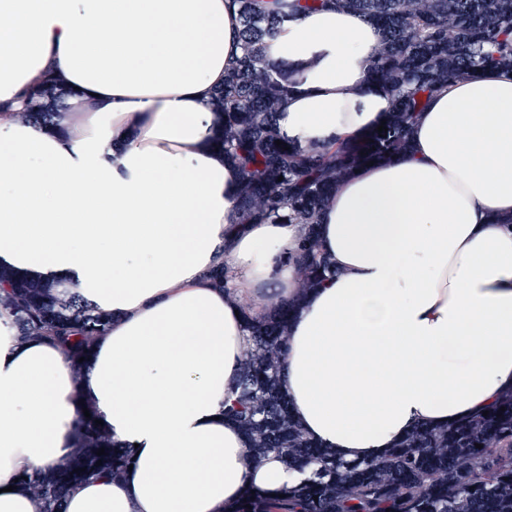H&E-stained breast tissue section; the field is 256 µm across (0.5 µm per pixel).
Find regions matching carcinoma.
Masks as SVG:
<instances>
[{
  "instance_id": "obj_1",
  "label": "carcinoma",
  "mask_w": 512,
  "mask_h": 512,
  "mask_svg": "<svg viewBox=\"0 0 512 512\" xmlns=\"http://www.w3.org/2000/svg\"><path fill=\"white\" fill-rule=\"evenodd\" d=\"M232 2L242 22L241 55L211 97L217 118L211 144L237 169L239 224L286 220L305 225L306 233L294 253L295 296L276 300L260 321L247 318L251 344L238 361L241 390L224 416L244 434L254 460L273 452L289 470L315 467L304 483L284 489L285 497L248 493L232 512H512V392L486 416L447 427L418 426L383 459L350 464L306 436L281 384L291 311L336 275L317 234L325 200L353 170L406 150L417 115L449 83L488 68L512 70V0ZM327 6L353 12L380 31L369 76L392 108L382 133L372 128L337 144L302 148L277 126L292 79L269 60L266 42L288 12ZM70 96L64 76L50 77L28 93L26 111L0 109V120L51 127ZM205 278L226 292L231 288L223 266ZM111 324L112 315L79 294L0 265V330L21 340L57 343L80 369ZM101 448L105 454L99 456ZM130 464V450L119 447L95 418L83 417L69 456L45 471H18L17 486L40 505L39 512H63L65 498L88 477L117 478Z\"/></svg>"
}]
</instances>
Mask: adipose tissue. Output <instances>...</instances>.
Returning <instances> with one entry per match:
<instances>
[{
  "mask_svg": "<svg viewBox=\"0 0 512 512\" xmlns=\"http://www.w3.org/2000/svg\"><path fill=\"white\" fill-rule=\"evenodd\" d=\"M229 0H0V103L47 74L74 90L59 135L0 124V263L63 281L112 312L75 373L47 342L0 333V512H38L18 470L70 451L81 385L135 463L88 478L63 512H224L248 489L308 478L254 463L224 421L247 316L296 292L304 227L237 234V171L214 150L208 102L241 53ZM377 27L347 11L284 21L270 58L295 82L282 133L323 145L378 123ZM512 72L455 81L418 116L411 149L364 167L327 202L335 278L292 319L283 386L305 432L348 463L415 426L486 410L512 389ZM225 265L233 291L204 272Z\"/></svg>",
  "mask_w": 512,
  "mask_h": 512,
  "instance_id": "ef3b65f1",
  "label": "adipose tissue"
}]
</instances>
